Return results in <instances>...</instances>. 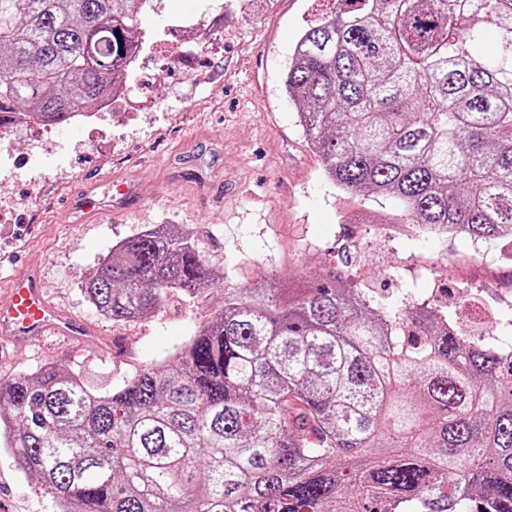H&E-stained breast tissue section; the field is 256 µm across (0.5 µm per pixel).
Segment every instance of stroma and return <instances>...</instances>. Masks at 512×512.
<instances>
[{
    "label": "stroma",
    "instance_id": "1",
    "mask_svg": "<svg viewBox=\"0 0 512 512\" xmlns=\"http://www.w3.org/2000/svg\"><path fill=\"white\" fill-rule=\"evenodd\" d=\"M332 0H158L141 11V71L130 81L136 110L97 113L93 125H39L15 132L14 165L0 162V278L40 270L49 300L93 325L99 345L45 336L0 353V378L62 364L92 385L117 386L171 358L224 299L250 282L297 288L336 265L353 288L412 290L456 305L480 297L488 315L512 295V261L477 259L469 238L426 240L382 234L395 203L344 194L322 172L283 84L304 26ZM200 25L182 38L178 25ZM137 191L120 213L79 222L69 202L88 177ZM162 224L195 233L221 286L168 297L160 312L115 324L80 291L116 242ZM0 512H59L35 478L0 443Z\"/></svg>",
    "mask_w": 512,
    "mask_h": 512
}]
</instances>
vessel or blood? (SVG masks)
<instances>
[{"instance_id": "obj_1", "label": "vessel or blood", "mask_w": 512, "mask_h": 512, "mask_svg": "<svg viewBox=\"0 0 512 512\" xmlns=\"http://www.w3.org/2000/svg\"><path fill=\"white\" fill-rule=\"evenodd\" d=\"M112 206L111 183L89 182L83 195L73 204L81 221L91 222ZM95 329L58 309L47 298L41 274L27 268L6 279L0 290V343L28 342L43 336H63L91 341Z\"/></svg>"}]
</instances>
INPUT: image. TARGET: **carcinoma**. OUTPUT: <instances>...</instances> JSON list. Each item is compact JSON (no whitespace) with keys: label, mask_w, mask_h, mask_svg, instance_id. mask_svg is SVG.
<instances>
[{"label":"carcinoma","mask_w":512,"mask_h":512,"mask_svg":"<svg viewBox=\"0 0 512 512\" xmlns=\"http://www.w3.org/2000/svg\"><path fill=\"white\" fill-rule=\"evenodd\" d=\"M138 15L0 0V130L127 81ZM284 86L338 189L403 203L386 223L512 236V0H335ZM218 281L165 224L81 292L123 323ZM0 437L65 512H512V354L332 271L289 297L227 289L175 357L108 390L58 363L0 381Z\"/></svg>","instance_id":"obj_1"}]
</instances>
